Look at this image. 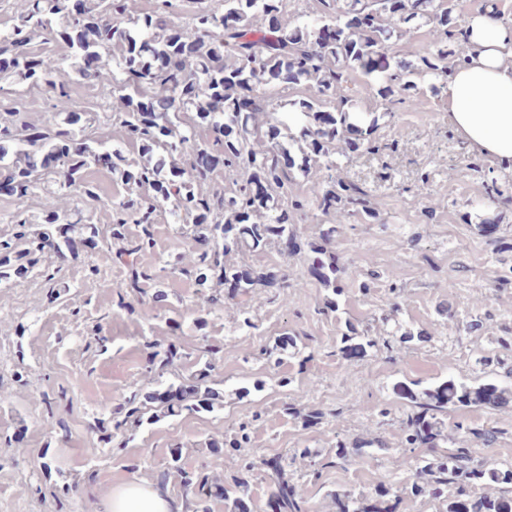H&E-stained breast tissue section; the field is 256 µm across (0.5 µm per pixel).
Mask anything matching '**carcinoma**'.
<instances>
[{
	"instance_id": "obj_1",
	"label": "carcinoma",
	"mask_w": 512,
	"mask_h": 512,
	"mask_svg": "<svg viewBox=\"0 0 512 512\" xmlns=\"http://www.w3.org/2000/svg\"><path fill=\"white\" fill-rule=\"evenodd\" d=\"M19 23L0 32V192L15 205V234L0 239V283L13 277L42 275V255L78 257L86 242L96 243L98 230L76 238L72 228L81 205L97 201L85 170L101 165L120 174L126 194L111 202L112 238L121 239L127 224L142 225L132 254L153 247L151 225L156 212L169 209L178 222L193 225L195 242L206 250L184 253L175 269L231 287L205 298L213 310L257 288H288L287 274L257 271L231 264L228 257L243 251H263L272 243L289 244L291 252H308V272L332 290L322 311L340 310L346 266L328 249L338 225L367 224L376 215L369 194L344 175L341 161L354 154H376L370 138L377 119H366L354 100L341 94L342 83L356 68L376 86L386 102L395 94L429 82L438 91L453 69L467 61L465 35L453 0H319L320 10L303 18L288 14L287 0H212L181 24L174 20L173 0H156L153 14L137 27L124 22L127 0H22ZM433 25L431 49L418 64L381 55L393 36L411 33L421 20ZM60 43L64 53H37L36 35ZM95 87L102 100L117 103L122 139L138 146L141 161H128L120 150H105L112 132L94 139L70 110L74 78ZM304 86L309 94L288 103L289 111L269 92L276 82ZM13 93L39 90L46 94L61 122L45 127L25 119L3 104L5 86ZM250 108L240 110L241 99ZM204 127L205 138L195 129ZM303 141L299 153L283 139ZM323 165L330 174L326 188L311 195L290 191L294 171ZM232 180L230 191H208L218 168ZM42 191L41 211L26 217L28 202ZM315 209L332 215L333 224L319 229V242L304 244L295 228L298 218ZM33 223L50 231L32 232ZM338 346L346 362L360 360L379 346L369 330L346 323ZM147 373L184 357L178 341L149 343ZM415 383L397 382L394 398L411 407L401 421L404 451L398 467L413 474L405 492L414 498L441 499L446 512H505L512 502V466H490L475 457L473 444L495 440L492 429L457 424L459 447L442 449L441 427L448 412L461 407L498 408L512 403V386L496 382L470 385L445 379L418 392ZM170 399L159 389L137 392L111 413L101 441L112 445V431L134 432L145 411L164 415L210 412L222 394L211 378V363L196 369L177 386ZM251 419L214 448L241 451L251 440ZM371 441H336V463L346 464L368 454ZM422 449L420 456L415 450ZM179 479L184 496L180 512H210L208 502L224 498L225 512H247L254 464L240 459L231 478L233 490L204 468L187 470L181 449L173 448L167 469L156 487L166 491L170 477ZM264 479L270 493L260 512H311L280 458L266 462ZM499 487V494L485 491ZM336 512H399V490L381 488L371 496L344 489L333 495Z\"/></svg>"
}]
</instances>
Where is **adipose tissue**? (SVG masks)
<instances>
[{
  "instance_id": "obj_1",
  "label": "adipose tissue",
  "mask_w": 512,
  "mask_h": 512,
  "mask_svg": "<svg viewBox=\"0 0 512 512\" xmlns=\"http://www.w3.org/2000/svg\"><path fill=\"white\" fill-rule=\"evenodd\" d=\"M463 28L469 60L440 92L448 120L471 150L512 165V27L488 8L469 14ZM101 512H173V505L155 486L126 482L112 487Z\"/></svg>"
}]
</instances>
